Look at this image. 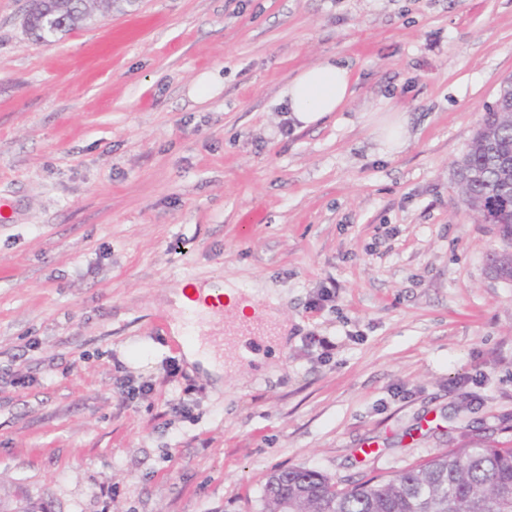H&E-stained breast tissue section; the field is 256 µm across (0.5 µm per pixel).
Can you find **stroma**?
<instances>
[{
	"label": "stroma",
	"mask_w": 512,
	"mask_h": 512,
	"mask_svg": "<svg viewBox=\"0 0 512 512\" xmlns=\"http://www.w3.org/2000/svg\"><path fill=\"white\" fill-rule=\"evenodd\" d=\"M27 5L0 0V512H263L281 468L512 437V282L454 178L512 0H120L50 42ZM326 61L346 109L283 131ZM189 282L276 294L287 341L215 385L154 324Z\"/></svg>",
	"instance_id": "stroma-1"
}]
</instances>
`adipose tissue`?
<instances>
[{
  "label": "adipose tissue",
  "instance_id": "1",
  "mask_svg": "<svg viewBox=\"0 0 512 512\" xmlns=\"http://www.w3.org/2000/svg\"><path fill=\"white\" fill-rule=\"evenodd\" d=\"M352 95L351 74L346 67L321 63L303 69L282 93L295 121L308 127L341 111Z\"/></svg>",
  "mask_w": 512,
  "mask_h": 512
}]
</instances>
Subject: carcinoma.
<instances>
[{
    "instance_id": "1",
    "label": "carcinoma",
    "mask_w": 512,
    "mask_h": 512,
    "mask_svg": "<svg viewBox=\"0 0 512 512\" xmlns=\"http://www.w3.org/2000/svg\"><path fill=\"white\" fill-rule=\"evenodd\" d=\"M110 11L112 0H30L26 29L47 42L92 19L91 5ZM512 111L489 106L459 159L457 184L464 206L498 228L512 248ZM265 512H512V439L494 445L465 436L455 448L409 465L395 476L362 478L346 488L304 467L273 472L265 485Z\"/></svg>"
}]
</instances>
